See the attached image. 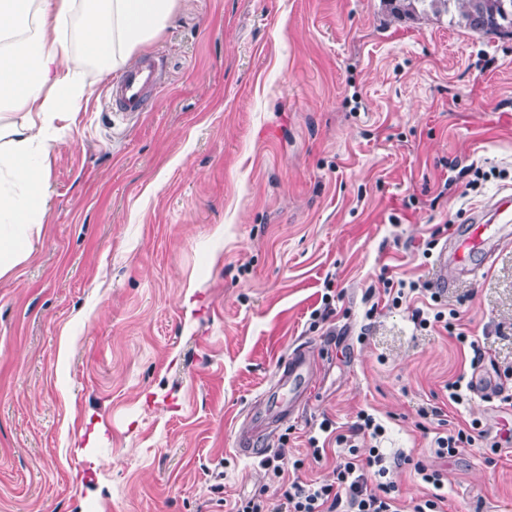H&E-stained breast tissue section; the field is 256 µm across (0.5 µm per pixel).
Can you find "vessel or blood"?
<instances>
[{
    "label": "vessel or blood",
    "mask_w": 512,
    "mask_h": 512,
    "mask_svg": "<svg viewBox=\"0 0 512 512\" xmlns=\"http://www.w3.org/2000/svg\"><path fill=\"white\" fill-rule=\"evenodd\" d=\"M161 82L160 63L148 57L126 70L112 85L111 101L117 111L133 115L144 111L150 93ZM495 223L469 224L454 232L436 256L440 268L455 266L473 276L483 275L491 266V242L501 226L512 223V197L493 205ZM313 365L306 351H295L282 364L274 384L261 391L236 435L238 455L252 458L260 453L265 435L276 432L282 418L307 396L313 380Z\"/></svg>",
    "instance_id": "1"
}]
</instances>
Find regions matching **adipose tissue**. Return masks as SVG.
<instances>
[{"mask_svg": "<svg viewBox=\"0 0 512 512\" xmlns=\"http://www.w3.org/2000/svg\"><path fill=\"white\" fill-rule=\"evenodd\" d=\"M175 8L176 0H0V112L23 116L0 124V277L30 254L47 213L50 157L87 94L80 73L128 65Z\"/></svg>", "mask_w": 512, "mask_h": 512, "instance_id": "adipose-tissue-1", "label": "adipose tissue"}]
</instances>
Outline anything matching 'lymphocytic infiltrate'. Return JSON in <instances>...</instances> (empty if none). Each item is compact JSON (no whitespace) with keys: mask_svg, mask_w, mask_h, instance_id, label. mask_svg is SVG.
Listing matches in <instances>:
<instances>
[{"mask_svg":"<svg viewBox=\"0 0 512 512\" xmlns=\"http://www.w3.org/2000/svg\"><path fill=\"white\" fill-rule=\"evenodd\" d=\"M421 416L435 417L438 429L433 440L434 453L441 459H452L463 450L484 441L494 447H512V425L507 424L488 435L477 424L466 425L442 416L440 407L424 408ZM328 441L340 447L330 480L303 482L287 480L286 468L301 469L303 459H290L285 449L267 451L259 466L270 481L235 503L233 512H399L398 489L389 475L401 466L402 457L391 458L378 448L383 426L372 414L359 412L357 421L348 432H338L331 420L319 425ZM368 445L367 457H360L361 445ZM414 472L429 491L409 504L410 512H448V496L444 492V479L439 470L423 461H416Z\"/></svg>","mask_w":512,"mask_h":512,"instance_id":"f902f5d3","label":"lymphocytic infiltrate"}]
</instances>
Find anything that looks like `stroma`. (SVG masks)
<instances>
[{"instance_id": "obj_1", "label": "stroma", "mask_w": 512, "mask_h": 512, "mask_svg": "<svg viewBox=\"0 0 512 512\" xmlns=\"http://www.w3.org/2000/svg\"><path fill=\"white\" fill-rule=\"evenodd\" d=\"M164 84L115 112L90 67L29 256L0 277V512H229L267 483L234 449L240 416L297 349L316 380L269 448L308 457L323 418L386 429L402 502L422 460L448 512H512V452L437 459L419 411L496 431L512 418L456 375L512 394V245L440 305L490 360L366 297L380 271L435 283L426 240L512 194V36L382 0H178L136 52ZM487 178L470 189L474 169ZM453 178L446 196L441 180ZM415 197V208L403 206ZM333 293V315L311 321Z\"/></svg>"}]
</instances>
